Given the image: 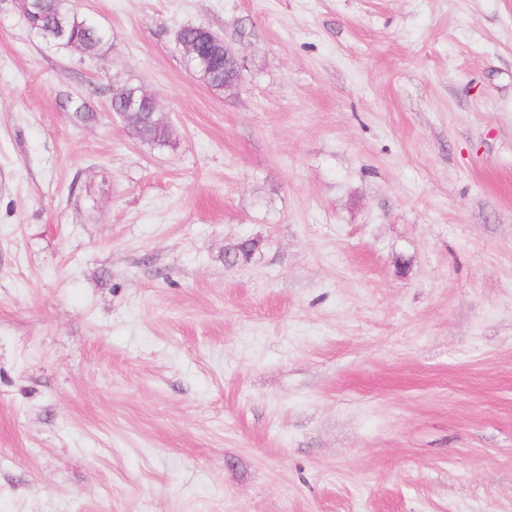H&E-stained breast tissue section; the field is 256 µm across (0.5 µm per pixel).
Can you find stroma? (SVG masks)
I'll list each match as a JSON object with an SVG mask.
<instances>
[{"label":"stroma","instance_id":"obj_1","mask_svg":"<svg viewBox=\"0 0 512 512\" xmlns=\"http://www.w3.org/2000/svg\"><path fill=\"white\" fill-rule=\"evenodd\" d=\"M71 5L0 0V512H512V0ZM70 0H47L43 3L40 15H34L31 22L37 26L54 23L58 18L66 20L69 39H76L80 52L75 51L70 41L59 42L56 47L88 58L98 56L105 43L106 34L91 18L76 13L68 4ZM134 88H130L132 90ZM129 90H120L113 94V105H119L118 113L126 126L139 116L145 108L158 109L159 105L151 93L142 87H136L132 94Z\"/></svg>","mask_w":512,"mask_h":512}]
</instances>
